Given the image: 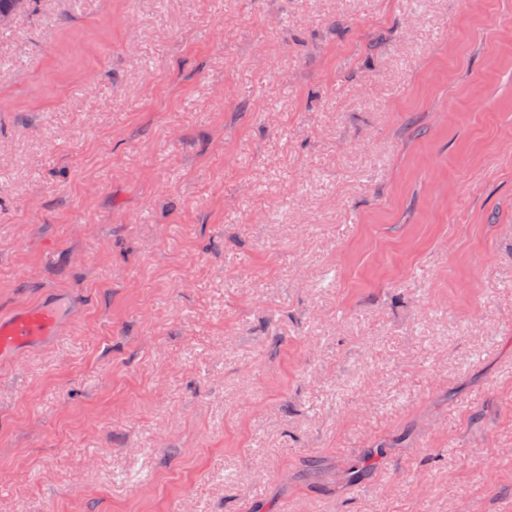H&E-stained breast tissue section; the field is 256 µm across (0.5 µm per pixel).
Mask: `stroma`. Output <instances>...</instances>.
<instances>
[{
	"instance_id": "obj_1",
	"label": "stroma",
	"mask_w": 512,
	"mask_h": 512,
	"mask_svg": "<svg viewBox=\"0 0 512 512\" xmlns=\"http://www.w3.org/2000/svg\"><path fill=\"white\" fill-rule=\"evenodd\" d=\"M59 302L0 512H512V0H35L0 313Z\"/></svg>"
}]
</instances>
